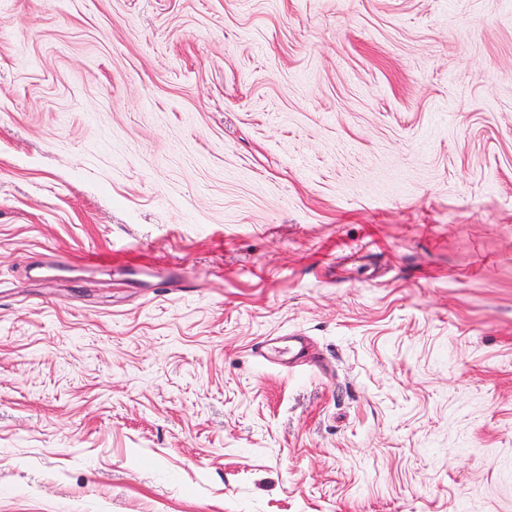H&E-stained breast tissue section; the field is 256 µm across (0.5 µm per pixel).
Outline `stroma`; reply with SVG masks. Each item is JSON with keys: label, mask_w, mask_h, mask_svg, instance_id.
Listing matches in <instances>:
<instances>
[{"label": "stroma", "mask_w": 512, "mask_h": 512, "mask_svg": "<svg viewBox=\"0 0 512 512\" xmlns=\"http://www.w3.org/2000/svg\"><path fill=\"white\" fill-rule=\"evenodd\" d=\"M0 512H512V0H0ZM275 338L267 339L257 344L256 354L264 361H269V354L280 357L282 361H286L288 355V364H296L302 362L301 358L303 350L305 348V337L303 336H292L290 340L292 344L288 347H278L274 344Z\"/></svg>", "instance_id": "35a3bbf8"}]
</instances>
